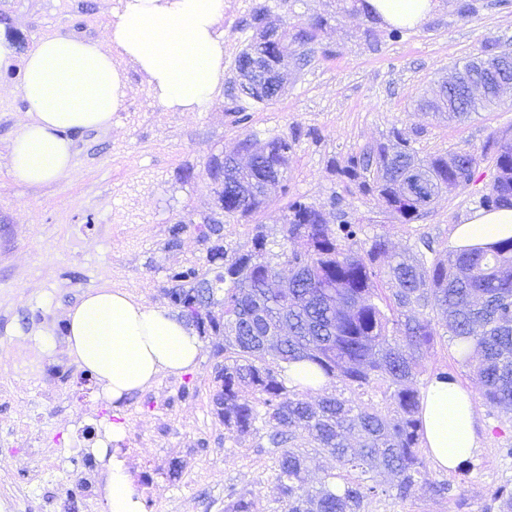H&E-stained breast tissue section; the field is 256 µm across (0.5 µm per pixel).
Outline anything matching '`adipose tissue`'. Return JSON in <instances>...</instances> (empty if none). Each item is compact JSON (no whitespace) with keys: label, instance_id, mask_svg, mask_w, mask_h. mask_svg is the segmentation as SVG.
I'll return each instance as SVG.
<instances>
[{"label":"adipose tissue","instance_id":"adipose-tissue-1","mask_svg":"<svg viewBox=\"0 0 512 512\" xmlns=\"http://www.w3.org/2000/svg\"><path fill=\"white\" fill-rule=\"evenodd\" d=\"M105 42L47 35L25 55L0 29V72L20 66L16 93L27 104L26 120L9 147L15 181L42 185L75 172L72 136L106 130L126 96L127 81L115 56L146 76L154 98L171 112H198L224 76V33L218 28L224 0H121ZM434 0H358L364 16L416 27ZM512 236V209L481 210L458 226V247ZM69 356L94 377L103 397L122 401L165 373L195 368L202 350L197 331L168 308L141 302L103 280L64 314ZM424 446L436 467L453 470L478 448V413L465 389L432 381L423 394ZM124 423H109L96 442L106 456L107 512H142L133 478L109 450L124 441Z\"/></svg>","mask_w":512,"mask_h":512}]
</instances>
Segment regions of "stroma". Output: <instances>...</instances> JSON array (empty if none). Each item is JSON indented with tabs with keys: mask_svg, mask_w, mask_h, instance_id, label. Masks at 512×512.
Instances as JSON below:
<instances>
[{
	"mask_svg": "<svg viewBox=\"0 0 512 512\" xmlns=\"http://www.w3.org/2000/svg\"><path fill=\"white\" fill-rule=\"evenodd\" d=\"M112 3L0 0V27L15 36L22 55L47 33L101 40ZM261 9L292 25L322 24L314 42L291 46L284 89L266 104L239 92L236 71L238 55L259 36L251 18ZM219 27L224 81L202 111H166L146 80H139L129 85L110 129L76 135L75 174L50 184L18 183L9 172V144L26 106L11 92L19 72L0 74V385L11 392L0 398V430L30 425L40 448L35 458L0 444V490L22 489L29 512H47L58 485L81 477L92 444L80 428H103L116 414L127 429L118 457L135 479L143 512H226L235 495L251 499L253 512H282L276 449L262 432L233 436L212 403L215 372L224 363L223 337H203L192 371L161 375L115 408L99 398L97 385L63 343L65 311L101 280L165 306L171 269L193 266L212 277L211 244L193 228L217 204L207 174L211 157L233 151L246 137L262 143L283 137L292 145L284 189L251 216L224 222L220 244L226 258L246 250L259 225L269 248L280 252L289 201L327 211L337 197L348 220L363 225L367 235L387 236L396 251L422 238L446 251L455 228L480 210L494 180V156L484 145L512 137L507 102L462 122L441 121L417 107L450 70L488 46L512 50V0H438L423 25L404 28L396 39L387 26L359 16L355 0H224ZM236 106L245 108L248 123H236ZM395 129L423 156L479 153L471 180L408 224L395 222L378 196L362 194L337 172L348 157L386 141ZM181 221L187 228L178 246H170V229ZM48 330L57 342L50 353L40 343ZM52 364L62 365L65 379L49 411L41 392ZM438 370L452 373L477 399L480 448L468 471L427 464L412 498L377 496L371 512H483L488 489L512 479V458L499 451L512 441V423L480 402L474 367L457 364L444 339L423 360L418 387ZM62 447L69 451L64 469L44 484H27L25 475L40 458L56 457ZM431 481L450 482L452 496L433 497ZM459 492L467 500L462 509L453 499Z\"/></svg>",
	"mask_w": 512,
	"mask_h": 512,
	"instance_id": "obj_1",
	"label": "stroma"
}]
</instances>
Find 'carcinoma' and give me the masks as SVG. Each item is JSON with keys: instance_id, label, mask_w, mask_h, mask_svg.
<instances>
[{"instance_id": "obj_1", "label": "carcinoma", "mask_w": 512, "mask_h": 512, "mask_svg": "<svg viewBox=\"0 0 512 512\" xmlns=\"http://www.w3.org/2000/svg\"><path fill=\"white\" fill-rule=\"evenodd\" d=\"M283 24L280 54L256 42L241 54L236 69L257 60L279 63L289 46L312 42L321 24L288 27L265 11L252 25ZM391 144L350 156L338 173L375 193L401 224H409L436 200L470 180L478 156L462 150L421 157L409 139L392 132ZM288 140L263 144L250 169L224 165V181L213 174L214 193L224 214L246 216L277 189L270 172L288 169ZM496 177L481 203L512 208V146L495 145ZM284 240L292 248L268 249L267 235L255 232L250 247L224 264V318L196 314L200 333L224 335V366L215 377L212 401L224 427L237 438L264 428L280 449L276 474L284 512H367L383 493L406 500L425 466L422 392L416 387L420 361L444 330L457 362H477L481 396L512 421V237L486 246L437 255L427 239L422 248L395 253L384 235L368 237L362 225L339 216L328 224L311 203H288ZM288 262V296L265 287ZM177 287L167 292L179 315L194 309L213 281L198 270L171 271ZM309 362L331 394L317 399L288 386L283 364ZM307 448L336 458L339 472L298 495L305 482ZM386 472L381 488L371 473ZM486 512H512V479L489 488Z\"/></svg>"}]
</instances>
